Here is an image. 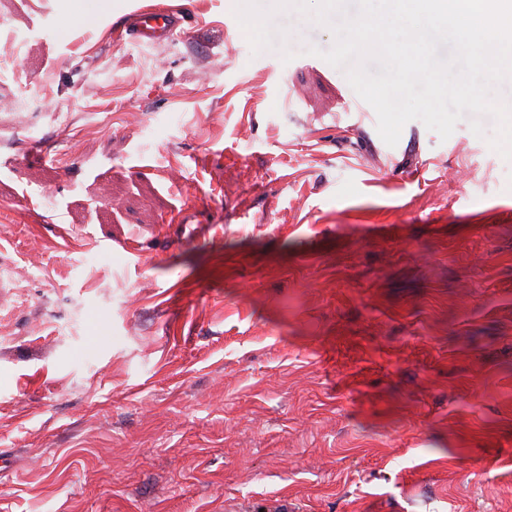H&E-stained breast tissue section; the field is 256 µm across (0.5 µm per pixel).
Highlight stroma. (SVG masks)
<instances>
[{
	"instance_id": "35a3bbf8",
	"label": "stroma",
	"mask_w": 512,
	"mask_h": 512,
	"mask_svg": "<svg viewBox=\"0 0 512 512\" xmlns=\"http://www.w3.org/2000/svg\"><path fill=\"white\" fill-rule=\"evenodd\" d=\"M0 0V512H512V163L396 146L332 32ZM180 11L168 7H137L131 14L130 35L138 45H156L180 33Z\"/></svg>"
}]
</instances>
